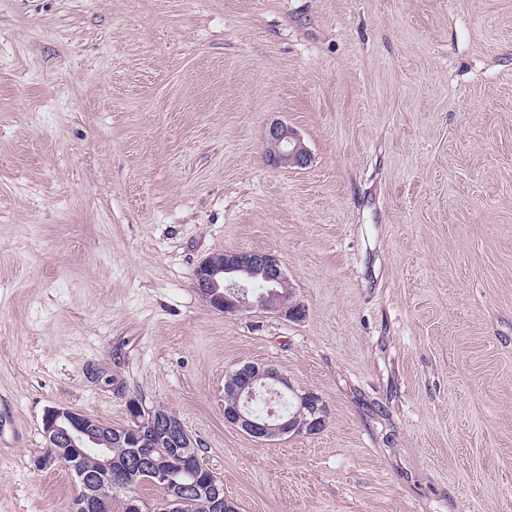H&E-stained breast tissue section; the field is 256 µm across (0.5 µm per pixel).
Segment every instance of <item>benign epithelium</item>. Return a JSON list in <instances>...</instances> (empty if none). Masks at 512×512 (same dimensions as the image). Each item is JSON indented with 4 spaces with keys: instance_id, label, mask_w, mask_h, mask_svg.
Segmentation results:
<instances>
[{
    "instance_id": "obj_1",
    "label": "benign epithelium",
    "mask_w": 512,
    "mask_h": 512,
    "mask_svg": "<svg viewBox=\"0 0 512 512\" xmlns=\"http://www.w3.org/2000/svg\"><path fill=\"white\" fill-rule=\"evenodd\" d=\"M265 153L274 164L303 168L311 162L309 150L297 132L282 123L268 128L265 135ZM197 291L210 306L218 311L237 313L252 309L251 303L242 297L245 288L257 277L271 286L269 294L261 297L265 309L280 314L295 316L280 305V289L288 288V278L280 259L273 253L238 250L224 253L223 262L213 256L201 260L193 271ZM280 387L292 393L298 409H307L312 419L307 421L308 432L321 431L326 423L321 416L324 409L322 398L312 392L300 393L288 382L276 367L245 364L233 374V380L226 382V391L235 395V401L224 409V420L250 437L260 441L299 431L297 422L286 419L275 411L264 417L254 415L250 403L257 396L258 386ZM129 422L125 431L137 434L146 427L165 440L170 447L187 451L196 447L195 439L182 423L169 415H145L143 407L131 400ZM114 427L81 412L68 408H50L43 419V436L48 455L42 464L57 461L68 462L76 475L78 492L74 497L73 512H97L112 500V490L128 482L122 473H112V457L109 454ZM98 458V471L86 474L79 470L81 458L90 453ZM149 469L153 472L154 484L161 491L165 505L170 512L178 508L183 498L198 488L199 476L188 470L189 481L171 483L165 469L154 459L138 455L129 463V470L136 472ZM209 483V507L211 512H236L235 506L224 498L222 481L210 470L206 471Z\"/></svg>"
}]
</instances>
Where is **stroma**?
Returning <instances> with one entry per match:
<instances>
[{
  "label": "stroma",
  "instance_id": "obj_1",
  "mask_svg": "<svg viewBox=\"0 0 512 512\" xmlns=\"http://www.w3.org/2000/svg\"><path fill=\"white\" fill-rule=\"evenodd\" d=\"M230 250L299 316L212 309ZM247 363L324 429L226 423ZM132 399L237 512H512V0H0V512H69L48 408ZM265 153L279 166L303 168L311 162L303 140L294 129L282 123L271 125L266 131ZM197 291L210 306L224 314L237 313L253 309L258 297L265 292L264 283L260 280L254 282L262 290L256 292L250 288L249 302L242 297L248 285L260 276L271 288L268 295H263L261 301L265 309L290 317L299 315L300 312H289L287 308L291 298L288 291V278L282 268L280 259L273 253L261 251L238 250L224 252V259L219 263L212 255L201 260L193 271ZM221 288L222 291H221ZM285 288V295L279 289ZM282 297V299H281ZM263 307V308H264ZM260 308V309H263Z\"/></svg>",
  "mask_w": 512,
  "mask_h": 512
}]
</instances>
